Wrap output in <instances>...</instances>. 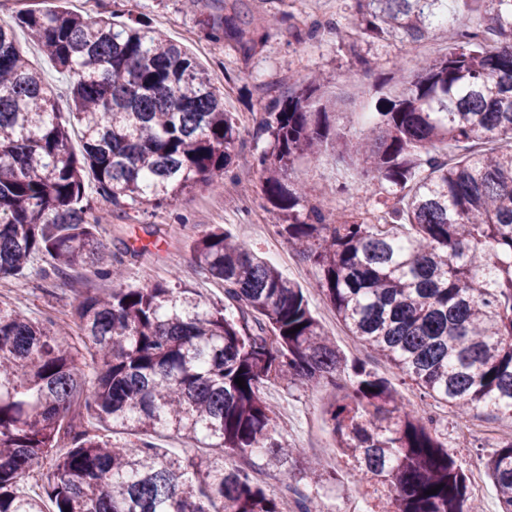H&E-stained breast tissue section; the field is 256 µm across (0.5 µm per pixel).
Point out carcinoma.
<instances>
[{
  "label": "carcinoma",
  "instance_id": "obj_1",
  "mask_svg": "<svg viewBox=\"0 0 512 512\" xmlns=\"http://www.w3.org/2000/svg\"><path fill=\"white\" fill-rule=\"evenodd\" d=\"M354 2L349 39L404 38L410 54L448 18V0ZM475 2L462 0L448 53L377 100L365 137H330L331 104L313 81L272 100L261 124L270 148L257 158L259 186L284 218L277 234L315 269L350 334L420 401L404 402L398 384L348 361L303 288L228 230L208 229L195 253L224 284L220 308L186 286H121L77 302L81 335L65 344L52 320L0 306V512H282L252 456L272 469L294 465L263 388L297 383L335 392L325 409L334 448L366 477L376 512H474L427 400L462 423L480 409L512 418V0H490L480 22ZM199 23L243 51L259 34L235 15ZM17 26L65 78L83 148L70 151L57 89L14 29L0 27V277L24 278L43 262L55 275L84 268L121 280L123 261L106 263L84 173L112 205L138 211L218 187L239 147L236 123L195 59L145 24L27 7ZM437 145L454 161L431 155ZM329 147L398 197L384 223L362 206L332 218L309 204L306 187L286 183L295 160L317 162ZM83 348L88 371L78 366ZM127 427L222 454L172 457L98 434ZM47 460L44 493L25 492ZM476 464L501 512H512V441ZM306 470L318 485L336 480L318 459Z\"/></svg>",
  "mask_w": 512,
  "mask_h": 512
}]
</instances>
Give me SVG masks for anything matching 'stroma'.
<instances>
[{"mask_svg":"<svg viewBox=\"0 0 512 512\" xmlns=\"http://www.w3.org/2000/svg\"><path fill=\"white\" fill-rule=\"evenodd\" d=\"M65 6L90 21L112 12L123 20L141 21L181 46L201 65L223 97L224 108L233 113L242 141L234 172L225 178L223 186L195 187L170 205L145 214L112 206L99 194L93 176L85 175L87 200L94 212L104 217L98 235L109 254L122 258L125 284H179L195 289L207 305L222 306L224 287L199 269L194 243L200 231L224 226L270 259L284 277L302 286L313 315L348 360L366 362L373 372L393 377L394 371L384 358L348 334L320 293L314 268L301 261L295 247L276 234V212L260 191L245 190L244 185L257 181L256 159L270 146L269 138L259 131L266 107L272 97L284 95L289 84L320 77L323 93L339 99L338 112L330 116L331 127L365 133L369 124L359 121L358 115L375 110L366 89L391 79L403 80L416 69L418 60L446 54L453 42L452 28H432L421 42L420 56L414 58L406 55L397 40L355 45L343 39L342 29L355 19L353 0H201L202 12L220 14L234 6L259 23L264 37L245 55L208 39L197 15L185 7L183 0H66ZM314 21L320 22L321 28L313 35L309 27ZM358 53L368 57L369 67L355 66ZM289 181L307 186L310 203L318 205L323 197L332 196L337 210L345 212L353 211L361 201L380 208L387 200L377 179L361 175L359 165L337 161L332 152L316 163L297 160ZM115 286V281L90 271L55 277L35 268L21 281L0 278V305L20 310L34 320L50 318L63 324L70 322L72 309L82 296L105 294ZM265 398L275 409L287 440L295 446L297 462L329 456L327 469L338 479L321 488L320 497L344 501L353 512H367L370 498L362 474L344 458L327 453L333 437L324 409L332 398L331 391L270 386ZM434 411L447 421L445 443L465 466L467 476L481 479V488L474 497L482 512H498L496 489L472 460L477 450L489 452L511 440L512 420L484 412L463 427L451 408L438 404Z\"/></svg>","mask_w":512,"mask_h":512,"instance_id":"stroma-1","label":"stroma"}]
</instances>
